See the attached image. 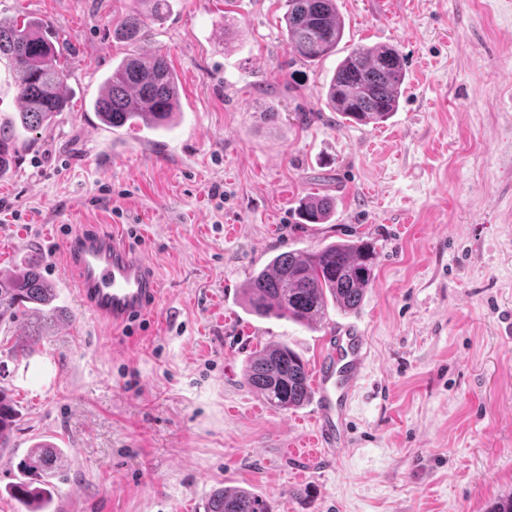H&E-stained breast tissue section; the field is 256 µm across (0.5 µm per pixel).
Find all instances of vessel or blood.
I'll return each mask as SVG.
<instances>
[{
    "label": "vessel or blood",
    "instance_id": "b4317fda",
    "mask_svg": "<svg viewBox=\"0 0 512 512\" xmlns=\"http://www.w3.org/2000/svg\"><path fill=\"white\" fill-rule=\"evenodd\" d=\"M66 248L79 298L99 319L121 326L153 305L158 287L148 263L117 235L80 234L69 240ZM367 357V339L357 328L341 326L330 337L316 386L313 447L345 445L349 403Z\"/></svg>",
    "mask_w": 512,
    "mask_h": 512
}]
</instances>
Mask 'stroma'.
Masks as SVG:
<instances>
[{"label":"stroma","instance_id":"obj_1","mask_svg":"<svg viewBox=\"0 0 512 512\" xmlns=\"http://www.w3.org/2000/svg\"><path fill=\"white\" fill-rule=\"evenodd\" d=\"M337 5L344 38L308 65L289 61L286 0H169L135 44L112 31L144 0H0L1 17L51 21L70 70L67 109L30 131L0 67L19 148L0 178V271L37 268L61 314L26 358L0 353L19 409L0 512H21L6 487L45 439L67 454L51 512H204L222 486L270 512H491L512 496V0ZM353 44L405 60L385 123L325 106ZM135 51L178 75L168 127L111 129L93 110ZM316 194L335 198L331 219L301 223ZM93 227L119 232L159 284L134 331L73 291L65 243ZM358 238L377 265L354 312L332 305L308 327L246 310L242 288L273 256ZM341 324L369 349L350 440L290 456L314 401L270 407L243 368L280 343L316 370Z\"/></svg>","mask_w":512,"mask_h":512}]
</instances>
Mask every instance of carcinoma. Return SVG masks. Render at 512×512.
Instances as JSON below:
<instances>
[{
  "mask_svg": "<svg viewBox=\"0 0 512 512\" xmlns=\"http://www.w3.org/2000/svg\"><path fill=\"white\" fill-rule=\"evenodd\" d=\"M283 20L289 54L302 63L330 55L344 36L336 0H287ZM119 31L125 39L137 41L145 36L147 23L141 15H132ZM61 58L48 20L0 18V63L14 81L24 128L39 129L65 111L63 87L69 70ZM404 80V58L397 48L353 45L327 85L326 106L357 124L377 125L397 110ZM179 104L178 79L166 56L134 53L112 68L93 107L109 127L141 124L158 129L173 120ZM15 156L14 131L0 124V178L11 169ZM332 208L331 198L310 197L301 204L302 217L309 224H323ZM375 260L372 247L352 242L281 253L249 277L244 302L259 317L317 324L326 315L329 298L345 311L359 307L375 278ZM53 302L54 289L37 269L0 274V324L22 317L27 335L36 339L58 316ZM244 379L266 403L282 411L302 406L311 395L307 364L282 344L254 352L244 367ZM16 416L12 396L0 386V452L10 447ZM62 462L63 453L51 443L35 445L20 461V476L9 492L24 512H50L52 476ZM206 512H269V508L262 497L247 490L219 488L210 494Z\"/></svg>",
  "mask_w": 512,
  "mask_h": 512,
  "instance_id": "carcinoma-1",
  "label": "carcinoma"
}]
</instances>
